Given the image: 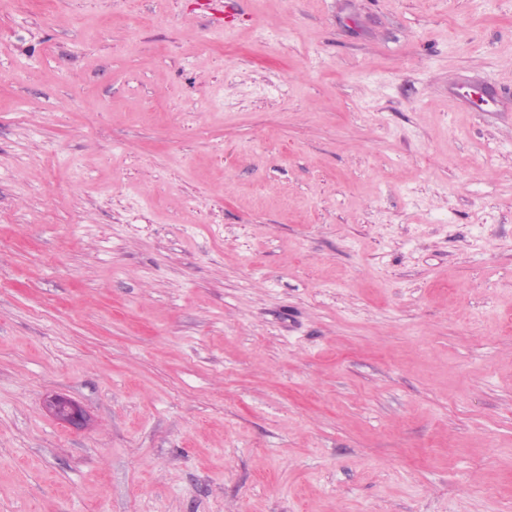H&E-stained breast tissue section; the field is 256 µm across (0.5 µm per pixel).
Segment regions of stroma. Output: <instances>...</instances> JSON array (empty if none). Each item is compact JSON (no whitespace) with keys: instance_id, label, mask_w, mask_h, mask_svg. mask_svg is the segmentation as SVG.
Listing matches in <instances>:
<instances>
[{"instance_id":"stroma-1","label":"stroma","mask_w":512,"mask_h":512,"mask_svg":"<svg viewBox=\"0 0 512 512\" xmlns=\"http://www.w3.org/2000/svg\"><path fill=\"white\" fill-rule=\"evenodd\" d=\"M199 3L0 0V512H512V0ZM237 2L238 0L208 1L211 23L224 28V32L234 29V21L240 15ZM46 406L53 416L73 427H81L84 423L82 410L75 402L54 396L48 400Z\"/></svg>"}]
</instances>
